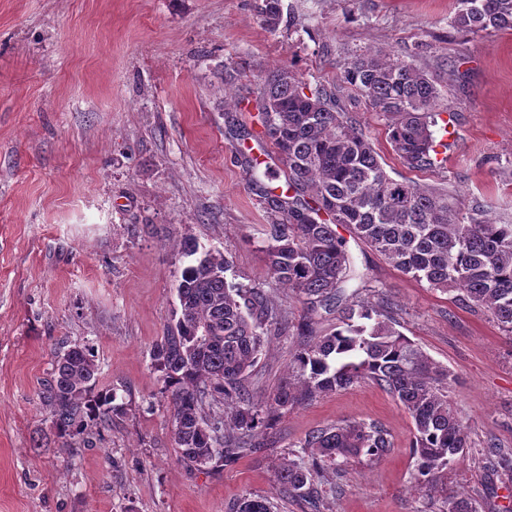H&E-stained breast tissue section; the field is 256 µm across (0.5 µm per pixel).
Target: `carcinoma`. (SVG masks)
I'll return each mask as SVG.
<instances>
[{
    "instance_id": "obj_1",
    "label": "carcinoma",
    "mask_w": 512,
    "mask_h": 512,
    "mask_svg": "<svg viewBox=\"0 0 512 512\" xmlns=\"http://www.w3.org/2000/svg\"><path fill=\"white\" fill-rule=\"evenodd\" d=\"M450 25L460 31H512V0H456ZM260 13L275 26L281 0H263ZM420 46L400 53L377 47L343 64L340 86L387 120L393 151L410 169L439 166L441 121L438 78L414 63ZM305 84L287 66L263 76L252 102L264 135L285 167L288 192H261L267 224L262 252L272 283L291 289L306 313L291 317L272 304L261 284L227 281L231 263L208 250L193 258L178 285L179 316L150 350L162 373L178 461L190 469L221 467L264 448L282 411L319 396L371 382L387 391L413 422L414 481L434 488L470 447L469 435L448 400V369L405 336L396 304L384 293L373 303L347 293L357 277L342 226L369 244L403 275L430 287L462 292L459 301L486 309L512 333V224L478 207L463 210L448 193L391 177L372 143L322 85ZM336 314L330 332L316 330L318 310ZM286 336L294 351L288 376L264 401L248 385L265 344ZM99 367L87 345H62L43 383L40 401L64 440L90 428L101 432L123 414L116 393L98 387ZM392 443L381 426L344 420L308 434V460L288 459L275 471L284 491L316 506L314 474L325 464L362 455L377 458ZM227 512H274L263 495H243ZM440 512H474L465 496H447Z\"/></svg>"
}]
</instances>
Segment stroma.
I'll use <instances>...</instances> for the list:
<instances>
[{"mask_svg":"<svg viewBox=\"0 0 512 512\" xmlns=\"http://www.w3.org/2000/svg\"><path fill=\"white\" fill-rule=\"evenodd\" d=\"M260 0H0V512H226L253 493L278 512H311L283 494L274 466L313 430L376 421L393 446L327 465L318 512H427L443 494L413 484V423L366 382L284 413L262 454L211 470L177 460L163 379L150 350L176 321L188 263L180 245L224 253L230 281L269 280L266 214L248 162L285 177L247 97L285 65L307 86H334L370 47L423 51L451 118L441 167L407 168L385 120L348 93L388 174L447 191L512 222V32L453 31L454 0H282L268 26ZM237 76L223 81L224 69ZM353 287L391 296L405 335L450 372L448 397L471 441L448 491L475 512H502L512 477L487 467L488 442L512 449V334L453 293L404 276L349 239ZM92 346L99 385L125 408L112 428L65 446L40 403L53 352ZM288 339L271 340L251 379L268 396L288 373Z\"/></svg>","mask_w":512,"mask_h":512,"instance_id":"stroma-1","label":"stroma"}]
</instances>
